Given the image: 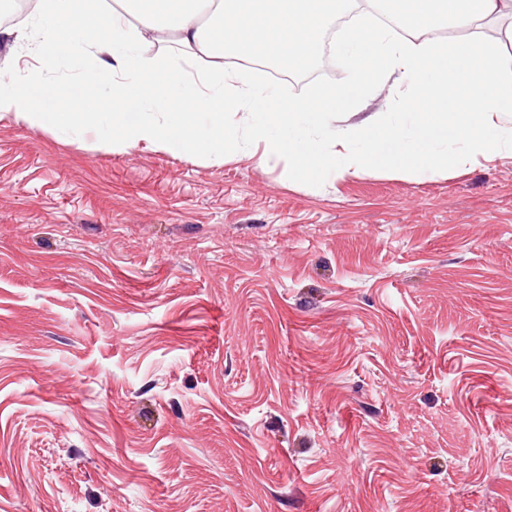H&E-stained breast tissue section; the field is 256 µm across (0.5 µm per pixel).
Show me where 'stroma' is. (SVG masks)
Instances as JSON below:
<instances>
[{"label":"stroma","instance_id":"35a3bbf8","mask_svg":"<svg viewBox=\"0 0 512 512\" xmlns=\"http://www.w3.org/2000/svg\"><path fill=\"white\" fill-rule=\"evenodd\" d=\"M0 512H512V153L322 180L0 118Z\"/></svg>","mask_w":512,"mask_h":512}]
</instances>
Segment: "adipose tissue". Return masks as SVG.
<instances>
[{
  "label": "adipose tissue",
  "instance_id": "1",
  "mask_svg": "<svg viewBox=\"0 0 512 512\" xmlns=\"http://www.w3.org/2000/svg\"><path fill=\"white\" fill-rule=\"evenodd\" d=\"M349 0H28L32 23L0 29L26 47L35 67L19 71L0 60V117L15 115L61 132L107 122L116 153L140 144L220 161L238 146L229 118L251 116L249 138L265 155H288L303 175L335 178L378 169L436 171L468 159H492L504 150L512 121V57L470 41L440 45L425 32L460 25L480 27L512 16V0H400L395 37L390 22L352 31L342 43L350 80L326 92L328 106L286 99L271 87L251 93L224 59L277 55L307 63L322 33ZM173 33L183 63L161 65L149 41ZM207 60L209 70L196 68ZM67 67L56 82L52 72ZM396 87L413 131L400 136L373 119L314 141L297 137L300 123H319L329 108L356 116L374 81ZM462 141V155L436 153L438 144ZM358 152H350L351 143Z\"/></svg>",
  "mask_w": 512,
  "mask_h": 512
}]
</instances>
